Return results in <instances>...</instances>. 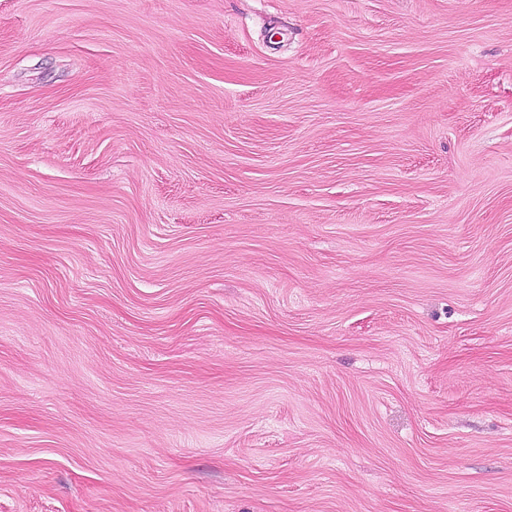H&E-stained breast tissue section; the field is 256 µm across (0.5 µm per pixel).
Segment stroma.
Returning a JSON list of instances; mask_svg holds the SVG:
<instances>
[{"instance_id": "35a3bbf8", "label": "stroma", "mask_w": 512, "mask_h": 512, "mask_svg": "<svg viewBox=\"0 0 512 512\" xmlns=\"http://www.w3.org/2000/svg\"><path fill=\"white\" fill-rule=\"evenodd\" d=\"M0 512H512V0H0Z\"/></svg>"}]
</instances>
